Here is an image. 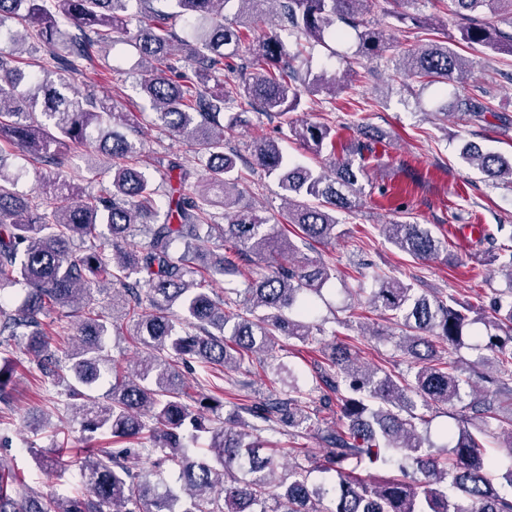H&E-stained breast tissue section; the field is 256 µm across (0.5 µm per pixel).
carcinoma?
<instances>
[{"label":"carcinoma","mask_w":512,"mask_h":512,"mask_svg":"<svg viewBox=\"0 0 512 512\" xmlns=\"http://www.w3.org/2000/svg\"><path fill=\"white\" fill-rule=\"evenodd\" d=\"M237 4L235 19L224 8ZM276 6L278 30L258 41L250 36L255 4ZM460 40L512 55V0H448ZM0 0V25L11 21L0 47V291L19 286L23 300L8 311L0 295V347L17 343L36 366L40 387L56 395L79 421L88 446L67 456L42 448L35 458L52 468H75L86 490L43 496L8 477L0 485V512H512V419L504 428L498 406L512 401V286L493 301L492 319L474 334L475 306L448 295L419 290L397 278H373L356 295L399 329L395 348L407 372L366 367L349 349L332 347L319 384L336 393L341 424L321 430V456L308 449L283 476L273 436L294 440L310 428L313 409L295 371L259 358L280 337L321 343L323 327L312 322L315 298L335 277L324 261L291 257L298 247L276 229L294 225L303 241L328 244L342 235L338 212L360 204L366 155L379 139L362 138L336 157L333 172L287 163L279 143L252 142L254 165L278 177L287 208L280 218L239 207L241 154L224 143V124L249 122L247 109L268 119L288 118L302 91H335L323 78L306 81L294 66L301 39L324 33L343 41L355 34L358 54L380 57L387 38L364 18L373 0ZM389 13L416 28L427 20L406 11L417 0H387ZM182 19L190 27L182 38ZM135 29H130V25ZM288 32L283 39L281 32ZM130 35L138 55V86L152 110L150 122L194 145L205 178L188 190L191 172L168 160L167 180L153 182L139 165L140 125L96 96L72 90L69 77L100 61L112 34ZM43 52L29 54V43ZM192 65L182 72L176 52ZM396 70L421 84L467 85L472 62L448 46V36L400 51ZM490 90L456 94L451 114L463 121L493 123ZM302 146L319 152L334 145L327 123L289 124ZM17 151L41 170L38 200L18 194L5 171L6 150ZM73 156L85 169L65 170ZM459 157L477 166L491 183L512 186V156L484 151L467 141ZM105 168L109 186L84 192V172ZM212 190L224 195V220L211 212ZM59 197L71 199L62 209ZM107 227L109 237L99 231ZM388 240L422 261L439 256L443 242L410 221L385 225ZM144 237L132 249L128 238ZM79 251H74L75 242ZM184 243L181 252L173 250ZM224 248L221 254L216 247ZM283 262L257 272L252 257ZM512 281V244L495 254ZM226 275L246 281L243 299L219 297L211 284ZM112 285V313L85 309L92 284ZM57 317H51V314ZM76 316L75 341L59 339L60 318ZM132 321L131 339L145 350L132 371L105 354V339ZM478 352L472 363L453 358L460 348ZM199 363L209 393L199 408L183 402L177 367ZM257 365L280 385L279 396L228 416L220 411L233 396L224 390L231 373ZM492 383L493 398L466 400L467 371ZM9 359L0 365V404L9 406ZM107 386L102 394L95 393ZM422 405L460 406L466 425L448 434L442 449L425 445L411 396ZM107 433L112 447L94 444ZM511 452L492 457L487 449ZM155 459L149 467L145 461ZM380 467L396 475L375 482L363 472ZM501 473L511 491L492 483ZM334 473L316 482L312 473ZM453 487L456 497L448 496Z\"/></svg>","instance_id":"obj_1"}]
</instances>
